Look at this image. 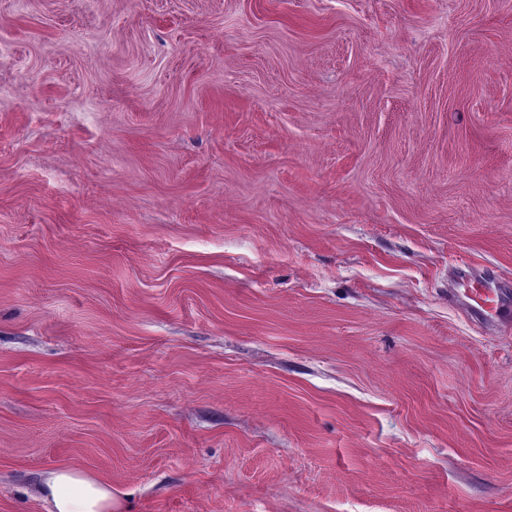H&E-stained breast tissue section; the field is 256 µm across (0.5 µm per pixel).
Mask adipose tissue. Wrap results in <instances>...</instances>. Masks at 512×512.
<instances>
[{
  "label": "adipose tissue",
  "mask_w": 512,
  "mask_h": 512,
  "mask_svg": "<svg viewBox=\"0 0 512 512\" xmlns=\"http://www.w3.org/2000/svg\"><path fill=\"white\" fill-rule=\"evenodd\" d=\"M42 493L49 512H112V490L71 469L47 470Z\"/></svg>",
  "instance_id": "ef3b65f1"
}]
</instances>
